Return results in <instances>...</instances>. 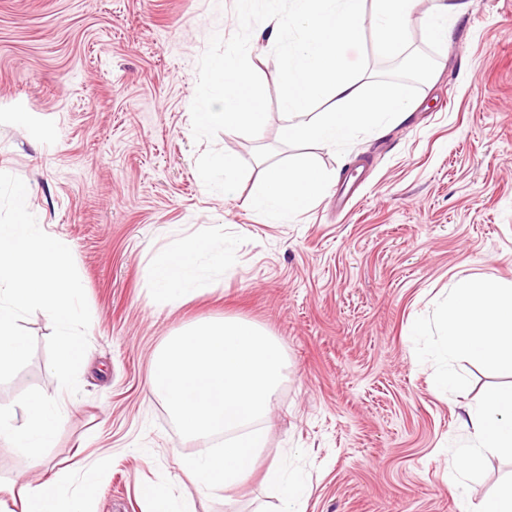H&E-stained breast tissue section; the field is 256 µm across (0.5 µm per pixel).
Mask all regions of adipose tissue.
I'll list each match as a JSON object with an SVG mask.
<instances>
[{
  "label": "adipose tissue",
  "instance_id": "obj_1",
  "mask_svg": "<svg viewBox=\"0 0 512 512\" xmlns=\"http://www.w3.org/2000/svg\"><path fill=\"white\" fill-rule=\"evenodd\" d=\"M328 189L327 175L312 162L289 166L271 162L264 168L255 204L277 223L316 202ZM205 263L215 274L225 270L224 250L212 238H176L150 267L148 285L154 298L175 307L206 291L201 272ZM437 326L443 338L439 358L468 359L489 367L512 363V283L459 279L438 315ZM63 412V406L38 396L30 397L19 413L0 406V442L38 455L40 449L53 445ZM462 427L470 443L453 461L458 476L469 479L481 473L487 451L512 454V386L487 391L479 405L467 410ZM101 477L99 463L86 465L82 492L75 495L69 493L65 475L46 473L36 485L24 487L22 512H87L86 498ZM265 489L279 500V512H300L304 489L288 467L269 466Z\"/></svg>",
  "mask_w": 512,
  "mask_h": 512
}]
</instances>
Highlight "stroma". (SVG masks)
<instances>
[{
	"label": "stroma",
	"instance_id": "obj_1",
	"mask_svg": "<svg viewBox=\"0 0 512 512\" xmlns=\"http://www.w3.org/2000/svg\"><path fill=\"white\" fill-rule=\"evenodd\" d=\"M464 3L414 112L339 156L281 143L261 24L249 46L269 98L260 137L194 141L198 60L212 33L236 31L234 0H0V172L31 187L30 210L71 249L91 311L76 395L50 370L51 321L24 320L35 352L0 403L39 394L66 414L39 458L0 443V484L99 461L89 512H147L149 485L192 512H276L262 478L280 463L304 479L303 512H459L446 479L468 443L460 422L488 388L512 384V368L458 360L462 386L436 388L428 355L456 280L512 282V0ZM219 151L240 159L227 197L197 177ZM303 157L358 196L342 215L334 190L269 223L252 203L262 159ZM178 234L234 248L212 290L174 308L147 280ZM225 317L262 326L288 358L259 463L229 502L182 472L207 443L180 436L147 386L169 336ZM417 321L427 336H412ZM511 477V459L488 455L472 500Z\"/></svg>",
	"mask_w": 512,
	"mask_h": 512
}]
</instances>
